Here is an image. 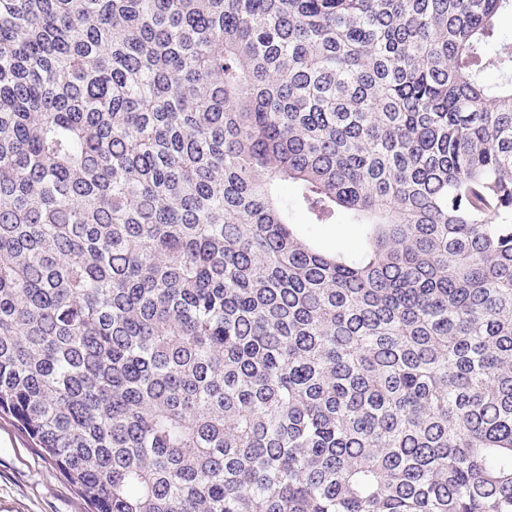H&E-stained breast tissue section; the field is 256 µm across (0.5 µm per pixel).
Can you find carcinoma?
Wrapping results in <instances>:
<instances>
[{
    "label": "carcinoma",
    "mask_w": 512,
    "mask_h": 512,
    "mask_svg": "<svg viewBox=\"0 0 512 512\" xmlns=\"http://www.w3.org/2000/svg\"><path fill=\"white\" fill-rule=\"evenodd\" d=\"M503 11L0 0V413L92 512H512ZM319 234L329 244L338 243L348 248H356L359 244L356 229L347 224L323 227Z\"/></svg>",
    "instance_id": "carcinoma-1"
}]
</instances>
